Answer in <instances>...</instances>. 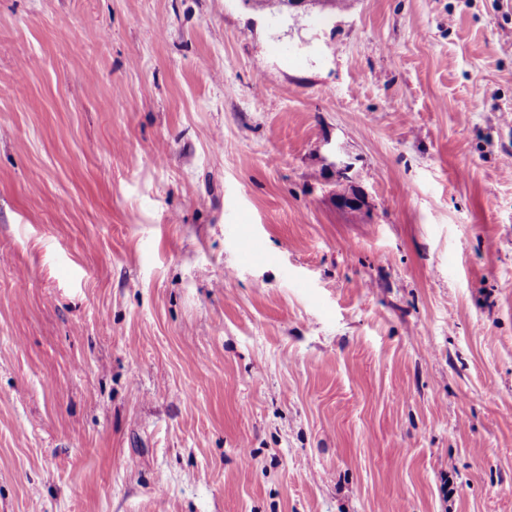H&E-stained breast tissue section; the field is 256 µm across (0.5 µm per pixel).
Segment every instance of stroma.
Instances as JSON below:
<instances>
[{"mask_svg":"<svg viewBox=\"0 0 512 512\" xmlns=\"http://www.w3.org/2000/svg\"><path fill=\"white\" fill-rule=\"evenodd\" d=\"M511 153L512 0H0V512H512ZM347 164L336 165V190L330 196L331 202L339 210L362 212L368 216L369 205L363 192L352 185L353 179L348 175Z\"/></svg>","mask_w":512,"mask_h":512,"instance_id":"stroma-1","label":"stroma"}]
</instances>
